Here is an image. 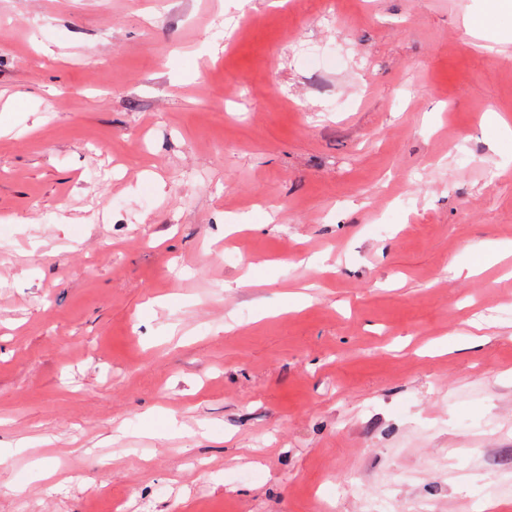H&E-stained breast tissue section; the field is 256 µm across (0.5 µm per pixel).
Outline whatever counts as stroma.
<instances>
[{"instance_id":"obj_1","label":"stroma","mask_w":512,"mask_h":512,"mask_svg":"<svg viewBox=\"0 0 512 512\" xmlns=\"http://www.w3.org/2000/svg\"><path fill=\"white\" fill-rule=\"evenodd\" d=\"M500 116L490 0H0V512H512Z\"/></svg>"}]
</instances>
